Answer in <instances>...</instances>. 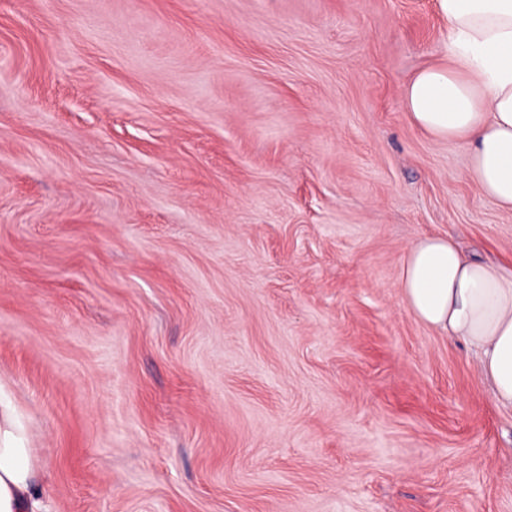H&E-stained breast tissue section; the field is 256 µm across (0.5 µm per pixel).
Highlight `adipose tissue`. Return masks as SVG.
<instances>
[{"label": "adipose tissue", "mask_w": 512, "mask_h": 512, "mask_svg": "<svg viewBox=\"0 0 512 512\" xmlns=\"http://www.w3.org/2000/svg\"><path fill=\"white\" fill-rule=\"evenodd\" d=\"M448 65L403 88L412 121L469 151L482 195L512 211V0H436ZM403 301L423 324L469 344L498 406L512 408V270L470 258L446 237L416 242L401 263ZM39 464L11 411H0V512H44Z\"/></svg>", "instance_id": "1"}]
</instances>
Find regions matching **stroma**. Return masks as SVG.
Here are the masks:
<instances>
[{"instance_id": "obj_1", "label": "stroma", "mask_w": 512, "mask_h": 512, "mask_svg": "<svg viewBox=\"0 0 512 512\" xmlns=\"http://www.w3.org/2000/svg\"><path fill=\"white\" fill-rule=\"evenodd\" d=\"M435 0H0V401L47 512H512V410L398 288L512 211L402 98Z\"/></svg>"}]
</instances>
